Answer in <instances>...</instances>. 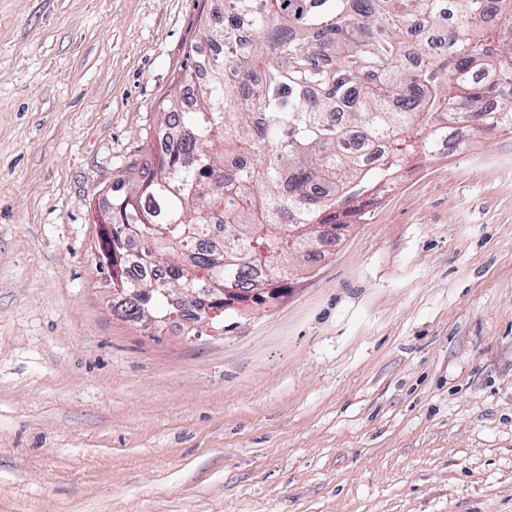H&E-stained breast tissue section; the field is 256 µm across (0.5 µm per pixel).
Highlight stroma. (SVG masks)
Returning a JSON list of instances; mask_svg holds the SVG:
<instances>
[{
    "mask_svg": "<svg viewBox=\"0 0 512 512\" xmlns=\"http://www.w3.org/2000/svg\"><path fill=\"white\" fill-rule=\"evenodd\" d=\"M214 2L0 0V512H512V135L223 336L113 313L91 208Z\"/></svg>",
    "mask_w": 512,
    "mask_h": 512,
    "instance_id": "obj_1",
    "label": "stroma"
}]
</instances>
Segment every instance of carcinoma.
Listing matches in <instances>:
<instances>
[{
    "instance_id": "1",
    "label": "carcinoma",
    "mask_w": 512,
    "mask_h": 512,
    "mask_svg": "<svg viewBox=\"0 0 512 512\" xmlns=\"http://www.w3.org/2000/svg\"><path fill=\"white\" fill-rule=\"evenodd\" d=\"M224 22L200 23L194 63L162 102L166 148L112 180L91 213L96 266L145 323L173 304L162 289L263 288L293 271L296 224L365 220L409 156L512 134V0H225ZM448 21L445 42L427 33ZM253 38L201 77L202 45L237 27ZM219 241L207 240L212 224ZM139 239L156 262L135 259ZM163 270L135 278L131 263Z\"/></svg>"
}]
</instances>
